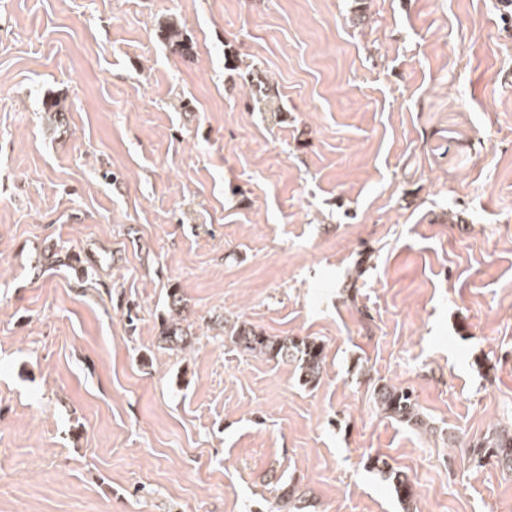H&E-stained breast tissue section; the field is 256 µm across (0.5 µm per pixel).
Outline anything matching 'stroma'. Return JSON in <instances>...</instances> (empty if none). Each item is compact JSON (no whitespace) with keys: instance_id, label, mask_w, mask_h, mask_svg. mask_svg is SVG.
<instances>
[{"instance_id":"obj_1","label":"stroma","mask_w":512,"mask_h":512,"mask_svg":"<svg viewBox=\"0 0 512 512\" xmlns=\"http://www.w3.org/2000/svg\"><path fill=\"white\" fill-rule=\"evenodd\" d=\"M235 320L317 338L320 382ZM493 426L512 0H0V512H268L291 482L304 512H403L389 468L414 512H512L471 450ZM167 316L161 320L159 328V342L162 347L168 350H183L192 344V332L189 331V324L186 328L182 322L186 320V304L180 294L179 288H170L167 301ZM374 392L376 404L385 414L411 426L424 425L412 392L387 383L377 384ZM386 473L387 479L391 482L396 497L404 506V511L410 512L416 496L415 484L410 480L408 475L402 471L391 469L386 471Z\"/></svg>"}]
</instances>
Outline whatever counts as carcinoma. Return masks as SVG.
<instances>
[{
	"instance_id": "1",
	"label": "carcinoma",
	"mask_w": 512,
	"mask_h": 512,
	"mask_svg": "<svg viewBox=\"0 0 512 512\" xmlns=\"http://www.w3.org/2000/svg\"><path fill=\"white\" fill-rule=\"evenodd\" d=\"M57 262L70 268L78 277L89 276L93 270L88 260L76 253H58ZM167 316L161 320L159 342L168 350H183L192 344V332L183 327L185 309L183 297L177 287L170 288L167 301ZM234 346L244 353L263 355L270 360L294 363L300 371L303 385L317 384L325 366L323 345L310 337L267 336L255 329L251 324L242 321L234 323L225 332ZM377 406L390 417L411 426H422L424 420L420 416L417 400L412 392L405 388L390 386L386 383L375 387ZM473 454L478 460L487 459L493 464L512 470V431L506 429H490L482 439L473 444ZM387 479L391 482L396 497L404 506V512H411L416 496L415 484L402 471H387ZM296 489L292 485L282 488L269 512H292L301 510L297 502Z\"/></svg>"
}]
</instances>
